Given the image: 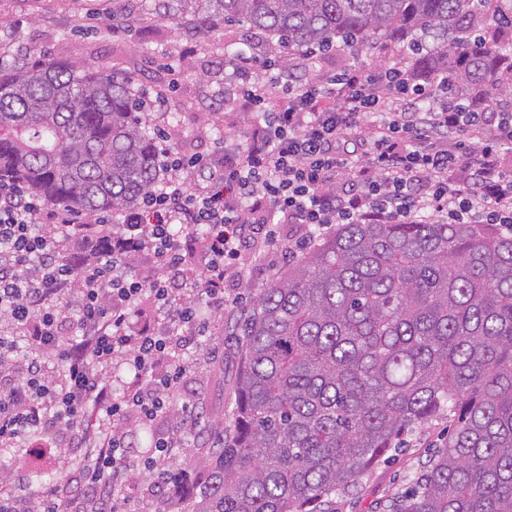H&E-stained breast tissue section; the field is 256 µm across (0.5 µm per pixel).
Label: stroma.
Listing matches in <instances>:
<instances>
[{"label": "stroma", "instance_id": "stroma-1", "mask_svg": "<svg viewBox=\"0 0 512 512\" xmlns=\"http://www.w3.org/2000/svg\"><path fill=\"white\" fill-rule=\"evenodd\" d=\"M240 27L209 17L185 0L174 20L141 0H0V61L24 55L39 61L64 58L128 81L149 111L150 124L175 127V151L217 153L229 136L247 138L256 120L241 102H225L224 46L242 41ZM392 47L321 54L310 73L352 68L372 71L388 62ZM165 96L154 110L157 96ZM279 245L267 249L265 265L245 264L241 276L224 282L226 305L209 314L201 345L189 359L184 398L201 419L172 449L169 466L183 489L200 485L204 470L190 469L192 457L207 455L214 421L231 423L239 368L237 330L263 288L287 268ZM448 421L439 418L405 437L403 448L360 477L355 488L326 503V512H381L404 493L429 459L444 446Z\"/></svg>", "mask_w": 512, "mask_h": 512}]
</instances>
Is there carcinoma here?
<instances>
[{
    "instance_id": "obj_1",
    "label": "carcinoma",
    "mask_w": 512,
    "mask_h": 512,
    "mask_svg": "<svg viewBox=\"0 0 512 512\" xmlns=\"http://www.w3.org/2000/svg\"><path fill=\"white\" fill-rule=\"evenodd\" d=\"M269 50L402 45L416 69L512 99V0H204ZM433 40V45L426 40ZM143 103L64 59L0 64V179L115 215L159 179ZM233 425L206 483L162 512H317L404 434L453 429L383 512H512V236L489 224H342L242 321Z\"/></svg>"
}]
</instances>
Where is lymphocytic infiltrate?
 <instances>
[{"mask_svg":"<svg viewBox=\"0 0 512 512\" xmlns=\"http://www.w3.org/2000/svg\"><path fill=\"white\" fill-rule=\"evenodd\" d=\"M298 62L263 60L264 77L232 63L233 94L260 120L247 148L224 159L165 152L166 178L114 226L81 211L45 210L28 190L0 184V455L31 438L65 435L62 478L36 504L0 481V512H117L148 472L169 483L180 427L162 428L182 396L184 359L204 329L199 306L224 307V281L260 263L283 224L302 233L286 252L336 224H493L512 232V105L460 94L447 77L387 64L309 80ZM379 115L373 125L364 119ZM208 171L210 185L193 184ZM112 234V249L96 242ZM83 253L80 271L61 260ZM197 262L200 286L188 288ZM152 317L136 318L143 300ZM79 313L71 324L69 310ZM58 359L61 371L49 362ZM133 371L124 382L121 369ZM155 429L144 453L120 428Z\"/></svg>","mask_w":512,"mask_h":512,"instance_id":"lymphocytic-infiltrate-1","label":"lymphocytic infiltrate"}]
</instances>
